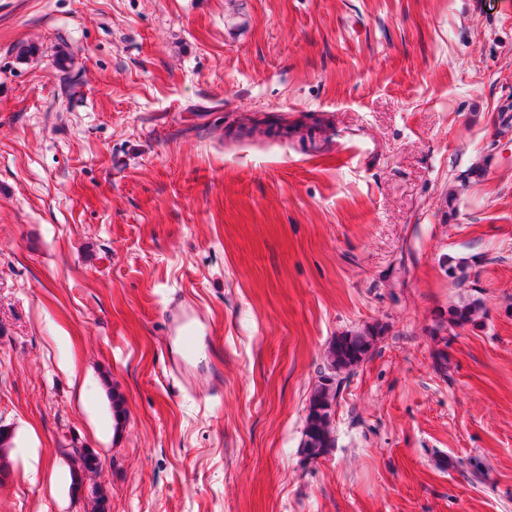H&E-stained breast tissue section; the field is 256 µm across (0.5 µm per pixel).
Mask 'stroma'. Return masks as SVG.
Returning <instances> with one entry per match:
<instances>
[{
	"instance_id": "obj_1",
	"label": "stroma",
	"mask_w": 512,
	"mask_h": 512,
	"mask_svg": "<svg viewBox=\"0 0 512 512\" xmlns=\"http://www.w3.org/2000/svg\"><path fill=\"white\" fill-rule=\"evenodd\" d=\"M0 425V512H512V0H0ZM165 336L177 344V352L168 363L170 371L186 387H189V372L192 363L201 356L214 355L219 347L210 343L214 329L200 310L189 311L182 304L169 303L162 314ZM355 336H360L361 340H358L357 337L349 339L348 336H341L336 339V342L331 346L336 351V357L335 354L330 351L327 352L325 357V370L328 373H324V380H322V384L325 387V392L330 397L329 414L325 419V426L323 428L326 442L334 443L333 421L335 416L336 394L344 379L340 376L342 373L347 371L349 366H352L353 368L355 365L359 364L362 360L361 355L364 354L366 339L368 336ZM323 409L324 406L320 397L314 393L310 397L308 413L305 419L304 436L307 440L304 451L307 449L315 455L329 450L327 443L322 439V428L320 426V421L324 415ZM66 456L69 459L70 472L74 482L78 478V473L97 469L100 465L97 454L90 448L75 449L66 453Z\"/></svg>"
}]
</instances>
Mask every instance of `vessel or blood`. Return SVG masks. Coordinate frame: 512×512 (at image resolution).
<instances>
[{"label":"vessel or blood","mask_w":512,"mask_h":512,"mask_svg":"<svg viewBox=\"0 0 512 512\" xmlns=\"http://www.w3.org/2000/svg\"><path fill=\"white\" fill-rule=\"evenodd\" d=\"M165 334L177 344V351L168 366L180 381H187L192 363L210 356L214 347L210 342L214 329L201 311H189L185 306L170 303L163 310Z\"/></svg>","instance_id":"b4317fda"}]
</instances>
